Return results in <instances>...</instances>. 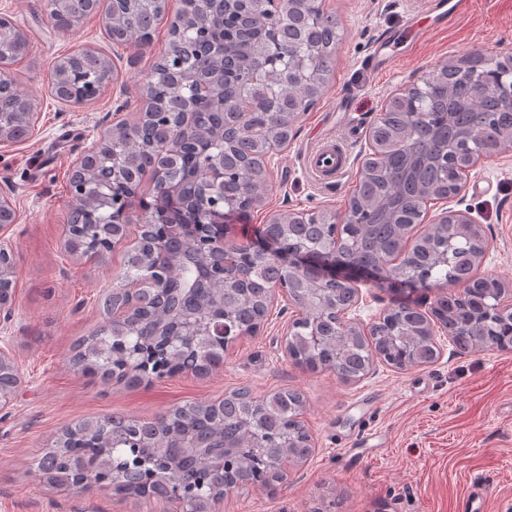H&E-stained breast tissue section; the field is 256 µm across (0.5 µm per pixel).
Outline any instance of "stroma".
Segmentation results:
<instances>
[{
  "label": "stroma",
  "instance_id": "1",
  "mask_svg": "<svg viewBox=\"0 0 512 512\" xmlns=\"http://www.w3.org/2000/svg\"><path fill=\"white\" fill-rule=\"evenodd\" d=\"M325 5L343 31L329 87L270 158L263 202L231 220L229 239L255 240L276 214L343 212L369 153L367 124L397 89L470 52L496 56L512 46V0H472L467 13L443 24L434 20L432 0ZM179 8L180 0H169L152 42L129 48L111 43L100 16L64 36L48 22L46 0H0V15L29 39V53L13 72L40 112L34 134L0 144V193L16 206L15 222L1 235L14 251L16 290L0 347L10 351L22 379L12 408L0 412V512H176L157 499L49 485L35 463L58 434L86 418L148 421L241 387L257 396L300 390L312 452L288 463V478L275 494L254 488L229 494L223 512H460L477 484L487 489L483 512H512V350L463 352L439 331L433 363L398 370L378 361L361 379L343 381L291 361L285 339L294 316L281 299L259 332L227 348L223 366L206 375L179 373L128 386L73 367V343L101 325L99 302L119 284L125 247L116 245L98 263L65 251L72 167L112 125L137 120L142 81L166 48ZM89 47L111 58L114 83L99 99L63 104L51 93L52 65ZM326 138L349 153L330 184L317 181L304 163ZM463 205L486 234L480 275L512 285V153L484 158L470 171ZM357 288L354 315L366 325L401 302L429 310L440 295L393 291L368 279Z\"/></svg>",
  "mask_w": 512,
  "mask_h": 512
}]
</instances>
